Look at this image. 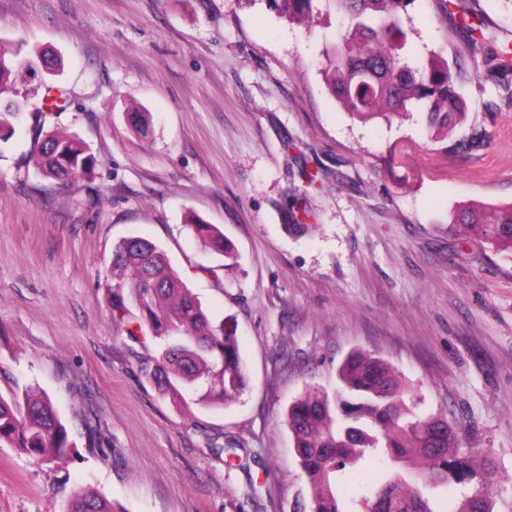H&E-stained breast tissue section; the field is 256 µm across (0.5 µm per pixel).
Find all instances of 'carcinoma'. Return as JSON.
<instances>
[{
    "mask_svg": "<svg viewBox=\"0 0 512 512\" xmlns=\"http://www.w3.org/2000/svg\"><path fill=\"white\" fill-rule=\"evenodd\" d=\"M293 22L313 15L314 0H270ZM346 18L345 38L332 46L324 74L342 108L361 121L399 114L410 104L423 110L430 131L448 129L464 99L446 61L424 70L404 59L402 17L418 0H333ZM471 52L485 42L480 28L461 20ZM21 47L0 39V128L29 95L12 76L28 66ZM31 160L40 174L61 183L91 176L92 156L74 135L53 131L35 137ZM188 226L203 249L237 263L233 245L216 225L190 215ZM451 223L469 228L475 239L512 254V206L458 207ZM112 316L136 341L148 329L161 354L142 372L163 396L180 400L206 387L199 400L226 403L245 389L247 376L236 336L216 326L201 302L154 243L130 237L112 255ZM406 388L383 360L364 353L349 356L336 372L334 387L315 386L288 408L294 450L307 475L308 512H493L490 487H460L477 475L460 454L458 433L448 419L425 415L406 404ZM17 448L37 462L69 458L68 430L52 401L31 389L0 392V447ZM382 467L379 483L346 496L349 473L362 465ZM66 512H118L105 497L78 490Z\"/></svg>",
    "mask_w": 512,
    "mask_h": 512,
    "instance_id": "cac0c4a2",
    "label": "carcinoma"
}]
</instances>
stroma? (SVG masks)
I'll list each match as a JSON object with an SVG mask.
<instances>
[{
    "label": "stroma",
    "mask_w": 512,
    "mask_h": 512,
    "mask_svg": "<svg viewBox=\"0 0 512 512\" xmlns=\"http://www.w3.org/2000/svg\"><path fill=\"white\" fill-rule=\"evenodd\" d=\"M404 29L411 62L462 65L467 118L447 137L414 107L367 123L343 110L324 75L345 32L332 0L308 27L268 0H0V39L59 60L18 88L68 97L0 140V390L47 395L73 444L55 464L0 447V512H64L77 488L119 512H295L309 484L288 407L355 351L392 365L462 450L492 456L494 512H512V254L449 227L459 204L512 205V68L492 59L512 46V0H419ZM38 124L84 142L91 178L65 188L34 170ZM189 212L223 230L232 270ZM130 236L238 336L237 400L185 404L143 377L159 345L114 323L108 290Z\"/></svg>",
    "instance_id": "stroma-1"
}]
</instances>
